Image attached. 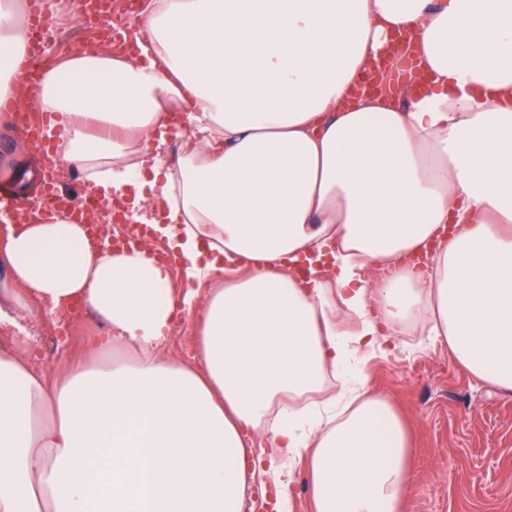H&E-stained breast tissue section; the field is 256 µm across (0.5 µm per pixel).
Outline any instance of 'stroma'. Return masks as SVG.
<instances>
[{"instance_id": "1", "label": "stroma", "mask_w": 512, "mask_h": 512, "mask_svg": "<svg viewBox=\"0 0 512 512\" xmlns=\"http://www.w3.org/2000/svg\"><path fill=\"white\" fill-rule=\"evenodd\" d=\"M43 68L77 46L97 53L123 52L138 34L136 18L112 40L97 37L96 23L77 24L52 14ZM197 312L183 313L165 352L187 364L199 357ZM21 323L38 349L35 368L48 381L81 361L90 342L107 329L84 309L49 313L32 304ZM366 373L376 393L390 399L412 438L407 512H512V393L475 381L446 346L432 337H388Z\"/></svg>"}]
</instances>
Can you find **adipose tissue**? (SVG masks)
Returning a JSON list of instances; mask_svg holds the SVG:
<instances>
[{
  "label": "adipose tissue",
  "mask_w": 512,
  "mask_h": 512,
  "mask_svg": "<svg viewBox=\"0 0 512 512\" xmlns=\"http://www.w3.org/2000/svg\"><path fill=\"white\" fill-rule=\"evenodd\" d=\"M137 20L133 54L68 51L36 104L57 166L187 284L63 212L7 226L17 310L81 304L108 334L51 383L0 312V512H242L247 429L278 512L298 459L315 512H406L408 433L366 352L424 321L512 392V0H142ZM404 33L428 81L361 93ZM29 38L0 0L5 122ZM195 308L191 366L164 346Z\"/></svg>",
  "instance_id": "1"
}]
</instances>
